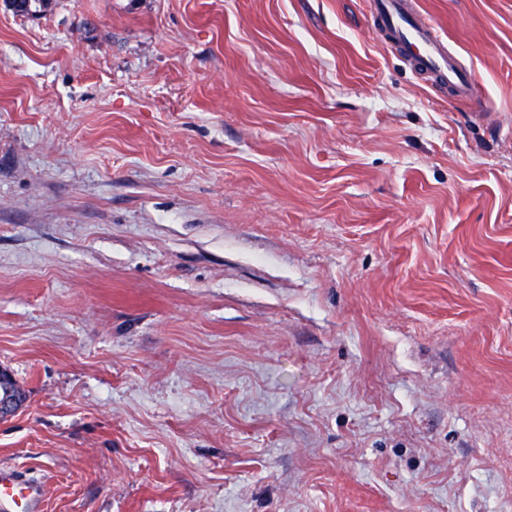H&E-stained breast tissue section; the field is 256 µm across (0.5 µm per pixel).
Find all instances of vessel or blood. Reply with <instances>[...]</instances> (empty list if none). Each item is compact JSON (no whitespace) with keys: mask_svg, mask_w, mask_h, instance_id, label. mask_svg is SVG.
Returning a JSON list of instances; mask_svg holds the SVG:
<instances>
[{"mask_svg":"<svg viewBox=\"0 0 512 512\" xmlns=\"http://www.w3.org/2000/svg\"><path fill=\"white\" fill-rule=\"evenodd\" d=\"M374 20L412 65L457 96L470 97L471 72L462 69L445 40L412 11L407 0H374ZM42 497L39 483L0 467V512H37Z\"/></svg>","mask_w":512,"mask_h":512,"instance_id":"1","label":"vessel or blood"}]
</instances>
